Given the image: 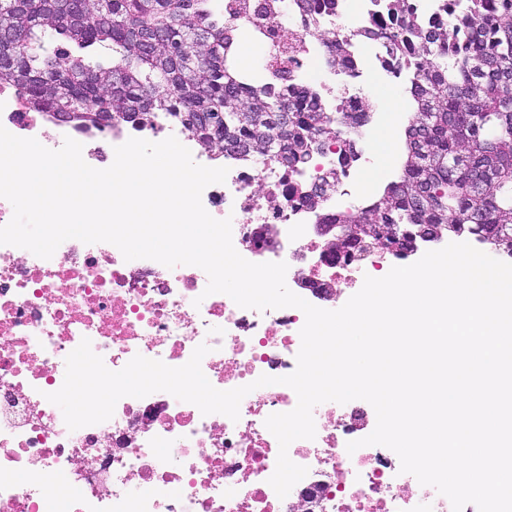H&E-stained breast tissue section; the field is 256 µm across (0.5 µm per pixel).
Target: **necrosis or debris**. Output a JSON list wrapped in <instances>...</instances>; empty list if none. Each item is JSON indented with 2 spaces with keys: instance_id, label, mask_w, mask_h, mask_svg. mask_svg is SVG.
<instances>
[{
  "instance_id": "1",
  "label": "necrosis or debris",
  "mask_w": 512,
  "mask_h": 512,
  "mask_svg": "<svg viewBox=\"0 0 512 512\" xmlns=\"http://www.w3.org/2000/svg\"><path fill=\"white\" fill-rule=\"evenodd\" d=\"M273 0H252L248 18L237 22L266 58L288 53L293 73L316 94L340 82L342 99L325 101V111H359L365 89L404 86L414 79L405 68L386 64L388 51L362 30L379 11L376 0H339L327 25L348 37L352 63L339 68L310 13H294L291 28L270 13ZM0 125L11 134L34 138L50 149L65 138L82 144L84 161L102 168L104 146L116 147L140 132L120 126L84 130L45 112L29 111L16 91L0 90ZM374 163L372 144L355 159L341 162L336 152L315 155L299 175L287 166L257 168L238 157L224 159V183L202 193L214 218L232 220V241L251 262H284L307 279L288 288L312 305L332 310L335 300L315 295L324 284L343 291L362 285L385 256L376 250L357 257H326L314 237L318 209L336 215L366 209L371 198L364 177ZM337 170L334 188L311 203L314 184ZM259 224L279 229L275 247L251 237ZM206 273L199 267L167 268L148 259L125 261L109 243H62L43 259L12 245H0V512H42L55 487L69 488L62 512H291L301 489L322 495L325 512H452L448 498L401 473L387 447L364 446L348 452V442L372 428L361 403L328 401L313 410L314 439H299L290 459L307 475L286 497L269 484L278 442L267 417L295 408L293 389L279 377L296 368L304 313L295 307L244 309L227 295H205ZM90 339L93 351L113 371L135 355L178 367L201 344L210 348L201 368L217 389L252 385L240 404V417L205 415L166 392L118 401L108 421L69 430L61 409L47 401L60 389L65 360ZM276 384L255 387L260 376ZM111 446L112 455L100 454Z\"/></svg>"
}]
</instances>
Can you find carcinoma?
I'll return each mask as SVG.
<instances>
[{
  "mask_svg": "<svg viewBox=\"0 0 512 512\" xmlns=\"http://www.w3.org/2000/svg\"><path fill=\"white\" fill-rule=\"evenodd\" d=\"M2 32L0 87L85 128L141 113L138 127L174 121L210 156L292 169L334 143L352 154L340 127L370 117L367 100L360 112H325L294 79L275 87L240 71L217 0H0ZM365 34L387 36L389 62L425 74L411 90L398 179L360 214L321 209L318 223L375 225L370 242L409 226L438 241L463 231L512 256V0H446L427 23L412 0H384ZM323 37L332 62L349 65L348 40Z\"/></svg>",
  "mask_w": 512,
  "mask_h": 512,
  "instance_id": "carcinoma-1",
  "label": "carcinoma"
}]
</instances>
